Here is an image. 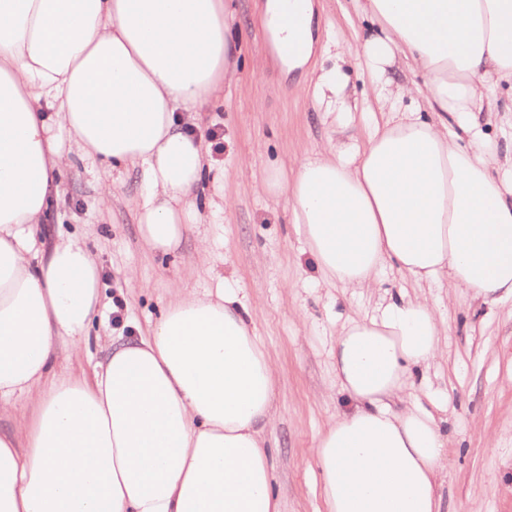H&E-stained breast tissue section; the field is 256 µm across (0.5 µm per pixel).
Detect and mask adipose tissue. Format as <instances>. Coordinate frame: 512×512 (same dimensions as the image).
<instances>
[{
  "mask_svg": "<svg viewBox=\"0 0 512 512\" xmlns=\"http://www.w3.org/2000/svg\"><path fill=\"white\" fill-rule=\"evenodd\" d=\"M266 25L288 70L312 27ZM351 50L370 89L346 94L341 64L312 72L327 112L378 113L363 145L327 139L295 171L264 170L289 202L326 283L371 287L397 267L489 303L512 298V164L492 165L478 113L512 87V0H355ZM227 0H0V512H282L266 435L274 372L249 307L217 285L180 289L147 332L112 342L87 379L57 369L103 307L100 267L77 239L38 245L74 158L140 169L142 242L169 255L206 205L211 171L194 133L232 81ZM402 65L413 80L397 81ZM447 322L425 293L349 318L333 349L345 407L315 459L327 512H441L448 438L416 393Z\"/></svg>",
  "mask_w": 512,
  "mask_h": 512,
  "instance_id": "ef3b65f1",
  "label": "adipose tissue"
}]
</instances>
